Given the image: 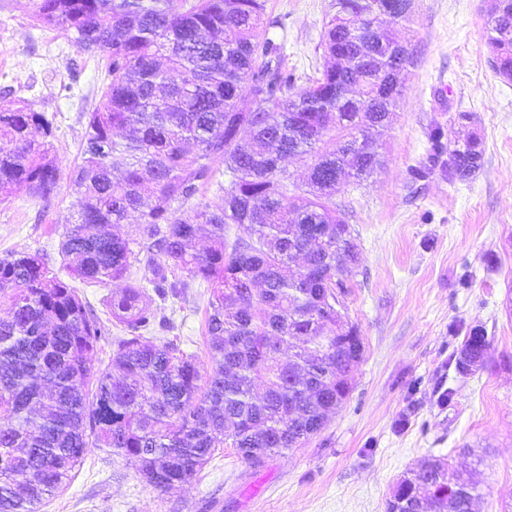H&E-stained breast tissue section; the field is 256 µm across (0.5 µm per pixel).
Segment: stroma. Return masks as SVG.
I'll list each match as a JSON object with an SVG mask.
<instances>
[{"instance_id": "35a3bbf8", "label": "stroma", "mask_w": 512, "mask_h": 512, "mask_svg": "<svg viewBox=\"0 0 512 512\" xmlns=\"http://www.w3.org/2000/svg\"><path fill=\"white\" fill-rule=\"evenodd\" d=\"M335 0H266L268 34L305 85L323 65L320 41ZM37 0H0V98L53 125L60 180L50 200L18 189L0 200V258L40 252L64 273L60 242L74 211L69 173L81 161L87 115L100 102L105 60L36 17ZM399 37L415 63L390 128L375 143L385 165L336 196L354 230L358 260L344 278L347 312L365 343L351 392L310 440L257 470L233 448L161 494L135 464L90 451L66 491L39 512H386L400 477L442 456L479 480L474 512H512V83L488 63L487 0H414ZM443 145L477 136L479 169L449 180ZM209 291L152 299L170 318L156 330L214 362L205 348ZM491 341L483 369L460 376L452 359L468 331Z\"/></svg>"}]
</instances>
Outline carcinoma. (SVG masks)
<instances>
[{"label": "carcinoma", "instance_id": "1", "mask_svg": "<svg viewBox=\"0 0 512 512\" xmlns=\"http://www.w3.org/2000/svg\"><path fill=\"white\" fill-rule=\"evenodd\" d=\"M320 43V76L297 86L281 45L266 36L265 0H39L36 15L108 60L110 82L88 114L81 163L70 175L73 221L61 242L71 275L110 285L105 306L125 335L106 366L93 354L109 327L37 253L0 259V512H38L98 449L133 458L164 493L230 444L262 467L319 433L350 393L363 353L357 325L336 331L342 278L357 244L336 204L342 178L360 183L383 165L369 150L414 65L410 42L380 24L406 22L404 0H336ZM490 0V65L512 81V14ZM249 87L250 106L240 105ZM42 129L44 139L31 138ZM52 122L0 103V197L25 187L48 199L59 181ZM332 147H322L325 139ZM477 137L448 148V177L479 166ZM308 163L299 184L281 166ZM224 162L217 200L183 206ZM131 213L139 238L106 231ZM233 225L245 236L230 239ZM202 240L205 249L198 248ZM145 265L166 301L200 280L211 288L206 347L158 343L169 319L127 279ZM490 347L474 326L456 352L461 375ZM478 484L440 458L401 478L403 512H472Z\"/></svg>", "mask_w": 512, "mask_h": 512}]
</instances>
